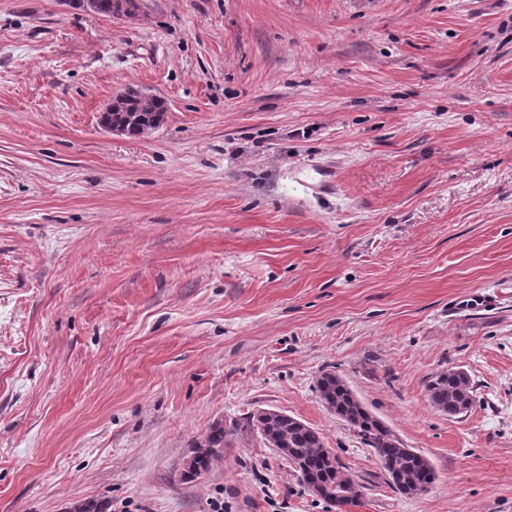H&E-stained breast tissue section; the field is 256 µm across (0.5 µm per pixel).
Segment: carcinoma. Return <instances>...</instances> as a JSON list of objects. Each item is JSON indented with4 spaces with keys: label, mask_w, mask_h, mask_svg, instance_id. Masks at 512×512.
Returning a JSON list of instances; mask_svg holds the SVG:
<instances>
[{
    "label": "carcinoma",
    "mask_w": 512,
    "mask_h": 512,
    "mask_svg": "<svg viewBox=\"0 0 512 512\" xmlns=\"http://www.w3.org/2000/svg\"><path fill=\"white\" fill-rule=\"evenodd\" d=\"M165 102L159 98L141 100L131 98L118 110L104 117L110 125H125L130 135H136L138 126L163 117ZM428 399L438 411L450 416L468 412L475 403L473 386L464 371L446 368L437 372L426 385ZM316 392L322 405L336 414L358 433L373 453L385 475L393 480L394 489L405 496H418L433 485L435 475L425 461L405 447L382 420L361 403L347 381L330 370L321 373ZM256 434L268 448L288 449L289 464L300 462L294 468L303 488L314 481L331 482L348 497L357 493L360 482L339 464L330 466L322 453L324 441L318 431L303 421L281 411L258 409L245 418L244 424L226 427L217 422L199 438L191 455L183 460L196 476L208 472L229 438L241 432Z\"/></svg>",
    "instance_id": "cac0c4a2"
}]
</instances>
